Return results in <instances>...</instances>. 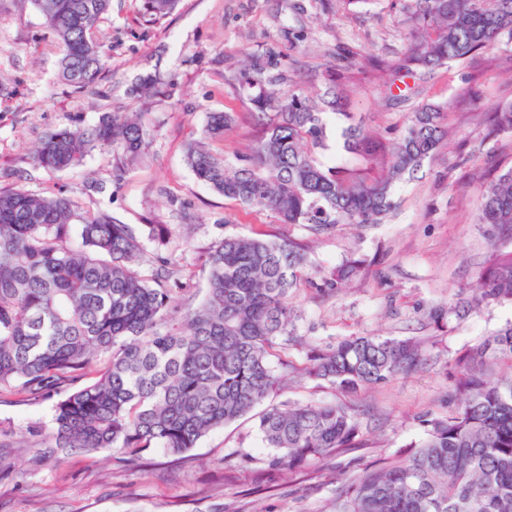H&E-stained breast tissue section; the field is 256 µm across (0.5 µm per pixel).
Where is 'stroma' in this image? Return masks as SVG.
<instances>
[{
	"label": "stroma",
	"mask_w": 512,
	"mask_h": 512,
	"mask_svg": "<svg viewBox=\"0 0 512 512\" xmlns=\"http://www.w3.org/2000/svg\"><path fill=\"white\" fill-rule=\"evenodd\" d=\"M412 0H179L175 11L153 25L143 0H112L100 21L98 41L109 46L101 81L80 92L57 77L58 55L45 19L30 0H0V187L63 192L81 210H105L130 225L144 254L139 269L154 275L160 259L179 272L169 283L171 303L198 304L207 285L212 247L230 236L293 239L306 246L312 285L291 297L294 362L308 346L333 344L355 334L412 338L424 360L414 372L349 396L317 379L289 380L270 396L281 402L347 403L361 433L356 448L313 463L306 474L279 473L263 487L271 449L265 448L255 415L215 430L182 464L166 452H148L147 467L120 468L114 451L62 455L32 436L49 425L58 400L46 393L27 402L0 391V512H325L336 480L417 441L422 417L448 413V368L512 320L511 303H490L437 324L432 308L465 298L479 286L489 254L487 225L476 223L484 174L512 165V133L491 134L486 118L512 101V39L501 38L475 68L455 62L382 86L351 58H401V24ZM274 55L277 74L306 94L323 92L322 73L335 65L351 98V115L327 113L326 160H344L341 133L348 122L365 125L387 139L400 136L413 112L440 106L447 140L420 170L394 187V212L381 224H339L314 233L283 224L269 211L244 208L199 181L184 161L185 147L200 138L207 116L232 112L235 127L214 151L235 160L252 144L258 118L238 78L247 54ZM161 73V96L136 95L140 78ZM145 113L150 128L146 157L129 166L121 153L93 150L79 167L48 172L34 167L39 141L50 131L91 127L107 112ZM100 183L104 192H89ZM166 225L159 237L156 225ZM365 269L342 288L321 281L350 258Z\"/></svg>",
	"instance_id": "35a3bbf8"
}]
</instances>
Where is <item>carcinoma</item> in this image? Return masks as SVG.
Returning a JSON list of instances; mask_svg holds the SVG:
<instances>
[{"mask_svg":"<svg viewBox=\"0 0 512 512\" xmlns=\"http://www.w3.org/2000/svg\"><path fill=\"white\" fill-rule=\"evenodd\" d=\"M46 20L59 53V77L75 89L98 82L108 54L94 30L112 0H29ZM404 24L400 73L453 62L479 64L503 35L512 37V0H413ZM177 0H144L150 21ZM268 56L253 55L241 85L260 133L231 162L208 142L224 138L229 112L209 113L185 162L225 198L284 224L321 232L337 224H381L394 209L393 186L420 170L448 137L441 109L414 113L405 133L385 140L363 126L344 130V148L360 162L327 163L323 114L345 113L346 90L331 84L314 99L270 75ZM161 76L138 84L146 99ZM492 130L512 133V103L490 115ZM149 145L144 112H113L91 128L46 134L35 164L61 171L94 148L120 151L133 164ZM479 224L494 237L480 288L460 309L512 302V166L486 182ZM142 247L134 229L106 212H83L69 196L0 188V388L31 397L50 391L58 375L82 376L97 359L100 377L63 392L45 433L48 447L96 453L119 449L137 460L152 448L181 456L211 432L248 415L276 393L294 366L295 312L290 298L306 274L304 247L293 240L226 237L211 249L201 302L171 305L170 262L146 279L136 269ZM351 258L331 273L335 289L361 271ZM420 345L410 339L349 336L307 353L302 374L354 393L415 369ZM448 416L425 419L411 450L346 476L328 512H512V321L459 354L450 377ZM268 470L304 471L353 446L357 415L341 403L272 404L258 416Z\"/></svg>","mask_w":512,"mask_h":512,"instance_id":"1","label":"carcinoma"}]
</instances>
